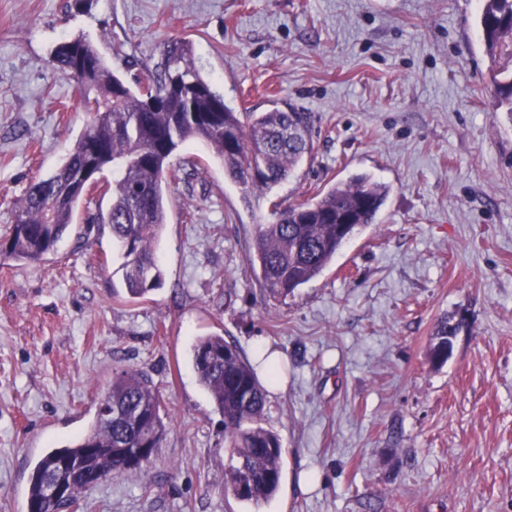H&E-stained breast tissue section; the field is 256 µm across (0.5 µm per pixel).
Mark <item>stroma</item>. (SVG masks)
<instances>
[{
    "instance_id": "stroma-1",
    "label": "stroma",
    "mask_w": 512,
    "mask_h": 512,
    "mask_svg": "<svg viewBox=\"0 0 512 512\" xmlns=\"http://www.w3.org/2000/svg\"><path fill=\"white\" fill-rule=\"evenodd\" d=\"M477 14L478 0H0V236L91 120L51 62L78 35L129 81L187 42L227 106L309 113L314 140L248 202L205 144L180 145L161 284L142 299L92 220L100 192L43 260H0V512H27L36 462L90 428L121 368L152 380L168 433L79 512H512V123ZM357 174L391 188L375 223L269 298L248 263L256 225ZM444 318L461 327L436 365ZM209 335L286 359L263 417L283 477L257 507L224 492L223 416L190 357Z\"/></svg>"
}]
</instances>
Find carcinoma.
<instances>
[{"mask_svg": "<svg viewBox=\"0 0 512 512\" xmlns=\"http://www.w3.org/2000/svg\"><path fill=\"white\" fill-rule=\"evenodd\" d=\"M478 22L497 106L512 120V0H481ZM52 58L58 73L77 83L94 119L64 163L27 187L0 248L1 259L38 262L53 251L72 224L76 206L87 197V165L99 173L110 168L111 206L92 221L110 226L127 293L140 299L161 283L156 245L167 223L165 185L180 144L205 143L247 203L256 193H272L313 154L308 113L277 107L232 110L191 67L183 42L167 47L161 73L150 72L133 86L82 36L58 44ZM91 142L100 149L95 157ZM389 191L365 174L339 181L302 203L273 205L272 222L256 225L248 258L250 265H258L264 290L285 299L319 276L347 237L375 222ZM458 330L440 321L430 348L434 364L448 360V337ZM192 360L200 384L224 417V442L231 448L224 491L257 507L276 494L282 474L281 440L262 426L267 390L241 350L222 336L199 339ZM100 402L112 409V418L97 408L82 437L42 455L30 477L28 507L40 512L59 507L47 482L55 462L70 461L83 469L70 489L77 501L89 486L142 471L144 463L135 460L141 445L161 447L167 414L147 375L114 372Z\"/></svg>", "mask_w": 512, "mask_h": 512, "instance_id": "obj_1", "label": "carcinoma"}]
</instances>
